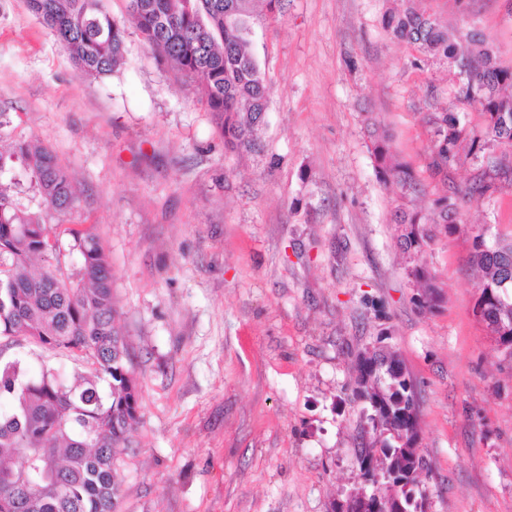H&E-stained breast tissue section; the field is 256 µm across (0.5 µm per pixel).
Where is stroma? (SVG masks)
Listing matches in <instances>:
<instances>
[{"label":"stroma","mask_w":512,"mask_h":512,"mask_svg":"<svg viewBox=\"0 0 512 512\" xmlns=\"http://www.w3.org/2000/svg\"><path fill=\"white\" fill-rule=\"evenodd\" d=\"M477 24L512 68L507 0H423ZM396 0H284L250 40L269 86L249 152L224 139L194 82L127 26L111 76L84 75L26 0H0V142L51 147L80 189L51 234L88 228L110 255L139 380L118 460V512H333L357 482L362 402L352 354L385 338L419 399L432 512H512V361L474 313L472 230L512 237V187L467 193L427 170V113L459 111L446 62L390 38ZM429 193L455 190L461 224L424 253L442 297L419 308L378 180L367 119ZM65 380L80 353L0 340V359Z\"/></svg>","instance_id":"1"}]
</instances>
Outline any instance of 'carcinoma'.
Wrapping results in <instances>:
<instances>
[{"label": "carcinoma", "mask_w": 512, "mask_h": 512, "mask_svg": "<svg viewBox=\"0 0 512 512\" xmlns=\"http://www.w3.org/2000/svg\"><path fill=\"white\" fill-rule=\"evenodd\" d=\"M383 17L384 29L421 54L448 62L450 91L463 105L480 106L475 125L466 112H431L428 169L448 184L449 174L471 162L468 194L490 199L512 186V69L498 63L493 45L480 30L454 27L416 5ZM30 11L94 79L123 63L125 24L102 0H27ZM254 0H127L129 21L142 40L171 67L197 82L213 113L224 148L253 147L268 85L249 39ZM369 149L381 183L396 190L392 213L398 242L412 260L408 276L416 300L430 307L434 285L419 255L431 239L430 226L452 233L460 223L454 195L443 193L427 208L417 204L426 186L392 150L389 135L367 122ZM21 167L38 209L22 202L20 183L0 179V340L31 341L55 353L80 352L92 369L68 383L43 366L34 372L19 359L0 361V512H117L121 496L118 456L129 448L137 422L139 389L128 344L117 325L112 268L100 238L72 228L63 244L51 239L45 217L68 213L79 190L47 146L16 141L0 146V176ZM469 264L477 276L476 314L483 322H503L501 345L512 360V239L489 229L472 231ZM356 397L367 412L381 453L357 449L361 477L375 482L396 470L403 505L405 486L430 471L412 448V414L419 412L410 373L388 364L373 369L356 353L352 365Z\"/></svg>", "instance_id": "cac0c4a2"}]
</instances>
